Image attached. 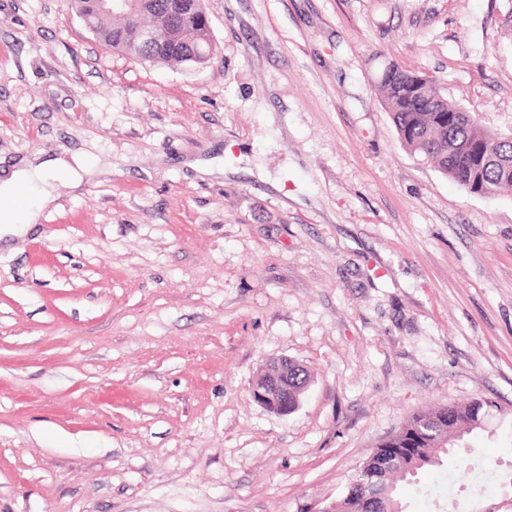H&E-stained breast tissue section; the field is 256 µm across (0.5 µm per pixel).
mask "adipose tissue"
<instances>
[{"label": "adipose tissue", "instance_id": "ef3b65f1", "mask_svg": "<svg viewBox=\"0 0 512 512\" xmlns=\"http://www.w3.org/2000/svg\"><path fill=\"white\" fill-rule=\"evenodd\" d=\"M96 170V165L85 163L79 153L73 154L68 161L33 155L8 177H0V223L33 224L40 212L54 201L49 178L66 176L78 186Z\"/></svg>", "mask_w": 512, "mask_h": 512}]
</instances>
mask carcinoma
<instances>
[{
    "mask_svg": "<svg viewBox=\"0 0 512 512\" xmlns=\"http://www.w3.org/2000/svg\"><path fill=\"white\" fill-rule=\"evenodd\" d=\"M172 0H142L137 20L104 14L97 0H68L85 27L106 47L142 62L183 67L207 64L215 51L210 26L206 24L205 0L183 12L176 27L168 28L167 10ZM151 16L155 26L168 31L167 40L147 48L140 41L143 18ZM381 101L390 112L400 142L412 153L433 162L439 170L472 194H512V140L497 141L477 117L444 96L438 80L394 61L378 71ZM488 401L448 404L412 415L397 431L381 442L383 448H408L409 456L399 466L385 469L375 502L363 499L359 488L340 497L346 512H403L392 476L414 477L420 471L442 464L457 437L448 433V411L456 413L458 429L465 436L486 428Z\"/></svg>",
    "mask_w": 512,
    "mask_h": 512,
    "instance_id": "1",
    "label": "carcinoma"
}]
</instances>
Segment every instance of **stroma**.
<instances>
[{"label":"stroma","mask_w":512,"mask_h":512,"mask_svg":"<svg viewBox=\"0 0 512 512\" xmlns=\"http://www.w3.org/2000/svg\"><path fill=\"white\" fill-rule=\"evenodd\" d=\"M186 71L113 52L65 0H0V168L102 170L0 241V512H317L413 413L505 419L398 482L406 512L504 502L512 195L405 148L389 60L512 128V0H207ZM291 414L251 392L273 358Z\"/></svg>","instance_id":"35a3bbf8"}]
</instances>
